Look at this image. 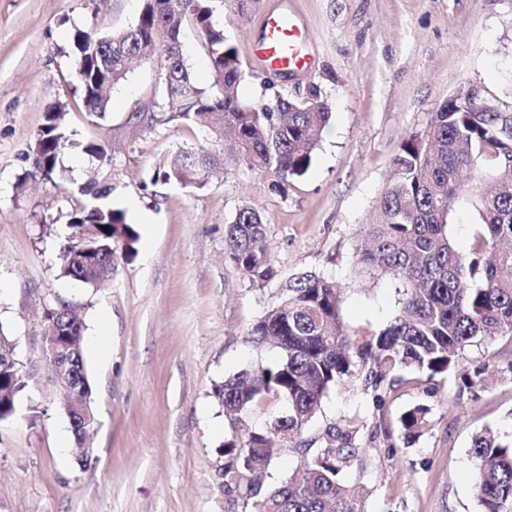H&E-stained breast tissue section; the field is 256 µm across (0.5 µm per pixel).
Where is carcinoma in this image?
<instances>
[{
  "instance_id": "cac0c4a2",
  "label": "carcinoma",
  "mask_w": 512,
  "mask_h": 512,
  "mask_svg": "<svg viewBox=\"0 0 512 512\" xmlns=\"http://www.w3.org/2000/svg\"><path fill=\"white\" fill-rule=\"evenodd\" d=\"M213 0H144L130 29L101 34L77 31L70 55L73 76L87 111L102 117L111 92L125 79L134 59L163 54V102L147 126L189 123L217 116L211 132L223 156L190 149L174 152L163 177L202 186L228 156L266 179L267 189L286 196L292 181L311 167L330 112L320 95L303 100L276 94L244 105V78L236 48L214 21ZM199 30L207 49L212 83L201 86L185 63L180 35L186 22ZM63 102L47 106L35 142L37 165L51 176L67 143L61 127ZM512 112H481L473 96L451 97L431 113L425 126L403 139L392 173L376 207L363 225L367 245L357 248V263L389 278L402 290L399 312L378 331L350 329L342 317L344 292L322 273L305 272L286 284L282 300L258 321L250 336L256 346L279 349L272 367L242 370L215 387L214 397L232 425L270 396L288 403V414L274 424L272 440L247 430L224 442L225 486L236 489L243 512H366L360 490L343 474L359 453V429L350 424L324 431V446L305 456L300 477L264 491L258 473L281 447L301 436L325 396L357 379L380 404L410 379L452 372L466 350L496 336L512 338ZM473 195L478 228L468 252L459 251L448 232L451 204ZM72 212L59 248V274L96 285L112 271V251L120 242L135 251L139 235L112 204V185L90 182ZM91 224L93 246L105 252L98 270L69 257V245ZM108 231H103V228ZM267 224L248 201L225 227V257L254 285L277 276L266 244ZM82 321L68 302L44 311V336L67 321ZM13 344L0 334V419L16 412L24 386ZM430 408L418 404L400 417L407 440L430 428ZM474 483L482 512H512V440L489 430L472 436Z\"/></svg>"
}]
</instances>
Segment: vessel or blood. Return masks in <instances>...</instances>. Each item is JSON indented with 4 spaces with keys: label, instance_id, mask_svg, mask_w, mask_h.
I'll use <instances>...</instances> for the list:
<instances>
[{
    "label": "vessel or blood",
    "instance_id": "vessel-or-blood-1",
    "mask_svg": "<svg viewBox=\"0 0 512 512\" xmlns=\"http://www.w3.org/2000/svg\"><path fill=\"white\" fill-rule=\"evenodd\" d=\"M253 56L266 70L277 74L310 69L314 57L309 48L306 24L288 6L279 2L262 21Z\"/></svg>",
    "mask_w": 512,
    "mask_h": 512
}]
</instances>
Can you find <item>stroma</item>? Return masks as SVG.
<instances>
[{
  "label": "stroma",
  "mask_w": 512,
  "mask_h": 512,
  "mask_svg": "<svg viewBox=\"0 0 512 512\" xmlns=\"http://www.w3.org/2000/svg\"><path fill=\"white\" fill-rule=\"evenodd\" d=\"M276 0H215L214 19L245 71L240 99L318 91L332 112L309 170L287 196L247 166L226 162L201 187L164 180L179 148L221 152L194 123L147 127L138 115L162 98L165 62L134 63L105 116L81 104L68 64L76 31L133 26L142 0H0V333L14 345L25 386L0 419V512H242L218 477L233 434L215 386L273 365L277 349L250 332L305 271L345 290L343 319L378 330L399 310L394 284L354 261L404 138L460 87L512 107V0H290L308 25L314 66L273 76L250 57ZM67 105L68 145L51 177L34 152L47 106ZM101 144L106 158L86 154ZM112 185L139 240L116 246L99 286L60 277L59 245L79 189ZM267 220L277 276L262 287L224 258V229L243 201ZM80 306L95 423L77 447L45 361L43 311ZM512 339L463 353L456 371L404 386L375 406L353 383L331 392L302 440L331 425L358 427L362 451L343 475L368 512H481L470 453L474 433L512 438ZM483 368L473 393L464 373ZM418 404L431 428L406 443L399 417Z\"/></svg>",
  "instance_id": "35a3bbf8"
}]
</instances>
